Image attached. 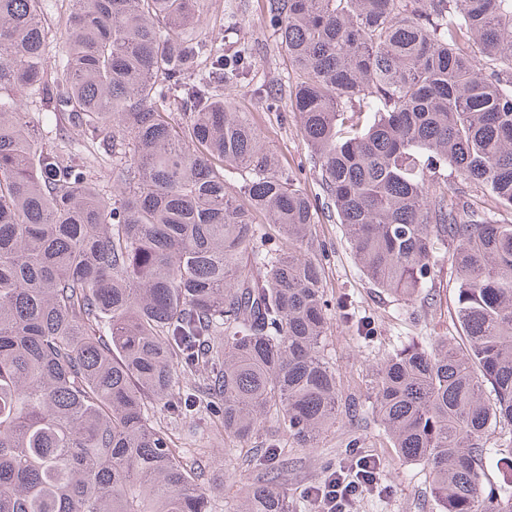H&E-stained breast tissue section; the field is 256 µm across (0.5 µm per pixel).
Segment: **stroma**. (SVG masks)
<instances>
[{
	"label": "stroma",
	"instance_id": "1",
	"mask_svg": "<svg viewBox=\"0 0 512 512\" xmlns=\"http://www.w3.org/2000/svg\"><path fill=\"white\" fill-rule=\"evenodd\" d=\"M263 4L264 0H198L197 32L223 45L225 53L245 49L247 74L241 82L225 87L224 98L251 113L266 150L315 197L321 192L318 175L299 132L298 114L283 90L288 65L276 34L267 25ZM266 89L278 93L270 110L261 108L256 98L257 91ZM312 239L328 303L322 353L336 370V421L321 434L316 447L298 448L271 417L264 420L251 444L259 447L266 440H279L285 465L278 481L287 490L294 512H314L306 489L322 484L330 470L352 472L361 457L375 460L377 487L359 497L355 512H439L429 467L398 456L372 407L373 386L380 366L404 343L433 336L462 346L453 314V267L448 262L440 267L431 289L432 303L403 300L368 282L343 226L327 210H319ZM146 412L154 425L168 432L187 461H200V483L211 490V512H238L246 485L262 472L261 466L248 461L242 442L218 433L203 413L174 419L162 404L151 400Z\"/></svg>",
	"mask_w": 512,
	"mask_h": 512
}]
</instances>
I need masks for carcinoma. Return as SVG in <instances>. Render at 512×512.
<instances>
[{
    "instance_id": "1",
    "label": "carcinoma",
    "mask_w": 512,
    "mask_h": 512,
    "mask_svg": "<svg viewBox=\"0 0 512 512\" xmlns=\"http://www.w3.org/2000/svg\"><path fill=\"white\" fill-rule=\"evenodd\" d=\"M326 208L364 277L414 299L452 260L465 352L408 342L373 408L442 512H512V0H265ZM193 0H71L56 70L43 0H0V512H210L145 411L205 408L300 448L336 421L317 205L226 103L244 57L192 34ZM37 92L58 144L24 120ZM81 129L103 151L66 150ZM112 155L120 197L90 176ZM279 228L259 232V218ZM197 384L174 389L177 368ZM240 512H291L269 475Z\"/></svg>"
}]
</instances>
